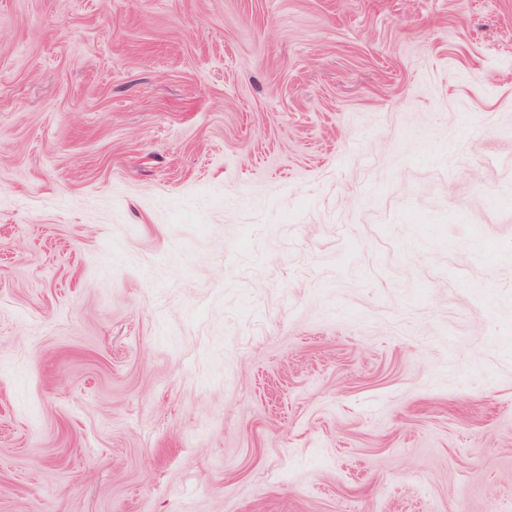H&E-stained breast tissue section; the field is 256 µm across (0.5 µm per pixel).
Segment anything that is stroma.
Instances as JSON below:
<instances>
[{
  "label": "stroma",
  "instance_id": "1",
  "mask_svg": "<svg viewBox=\"0 0 512 512\" xmlns=\"http://www.w3.org/2000/svg\"><path fill=\"white\" fill-rule=\"evenodd\" d=\"M0 512H512V0H0Z\"/></svg>",
  "mask_w": 512,
  "mask_h": 512
}]
</instances>
